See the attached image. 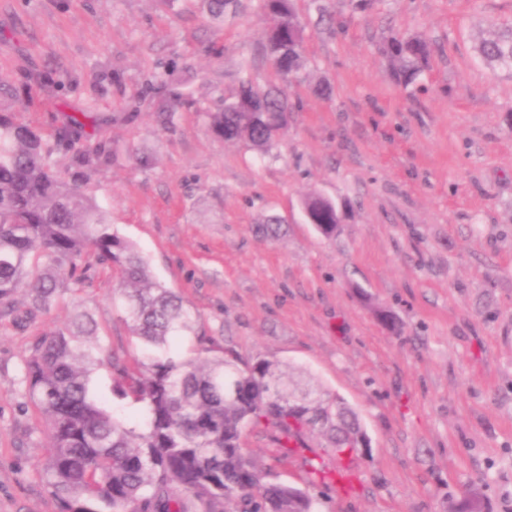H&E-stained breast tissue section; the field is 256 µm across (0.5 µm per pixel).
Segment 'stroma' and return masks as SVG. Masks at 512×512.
I'll use <instances>...</instances> for the list:
<instances>
[{
  "label": "stroma",
  "mask_w": 512,
  "mask_h": 512,
  "mask_svg": "<svg viewBox=\"0 0 512 512\" xmlns=\"http://www.w3.org/2000/svg\"><path fill=\"white\" fill-rule=\"evenodd\" d=\"M325 4L330 30L295 2L305 64L283 85L297 109L266 156L209 128L240 66L258 87L280 82L261 0L220 26L200 0L176 13L163 0H0V101L48 143L81 113L84 139L153 153L148 169L123 154L85 170L82 187L196 310L206 341L176 353L298 366L358 412L368 445L350 492L309 484L302 456L246 429L268 480L308 488L321 512H451L472 496L512 512V77L475 51L512 26V0ZM396 32L434 48L408 86L383 53ZM313 193L336 205L333 236L304 218ZM115 284L96 267L79 298L130 365L142 350ZM25 309L19 294L0 316V512H61L22 374L70 298L16 325Z\"/></svg>",
  "instance_id": "1"
}]
</instances>
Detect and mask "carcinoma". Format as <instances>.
Returning <instances> with one entry per match:
<instances>
[{
  "label": "carcinoma",
  "mask_w": 512,
  "mask_h": 512,
  "mask_svg": "<svg viewBox=\"0 0 512 512\" xmlns=\"http://www.w3.org/2000/svg\"><path fill=\"white\" fill-rule=\"evenodd\" d=\"M202 6L207 19L221 23L237 0H202ZM263 8L272 19L267 49L286 81L304 65L305 29L294 0H263ZM478 52L512 72V26L482 40ZM386 55L397 79L409 84L427 65L431 46L421 37L392 35ZM291 111L281 89L261 91L243 79L211 114V129L267 152ZM82 127L72 116L59 132L57 145L71 153V167L117 157L107 140L81 143ZM54 151L0 108V305L22 292L29 317L49 311L70 286L91 278L93 265L85 260L91 253L97 264L119 271L123 319L144 350L133 368L115 361L96 340L97 320L75 302L66 326L38 338L25 359L23 383L48 438L42 478L62 512H319L307 490L265 480L247 456L242 434L257 427L270 431L285 455L319 438L338 465L328 469L319 454L305 459L311 483L348 489L343 463L367 444L359 414L276 361L171 356V340L199 336L195 310L152 278L146 259L94 198L55 174ZM303 212L321 234L336 232L332 201L310 195ZM103 368L115 374L113 397L141 404L139 418L114 414L99 396L94 375Z\"/></svg>",
  "instance_id": "carcinoma-1"
}]
</instances>
